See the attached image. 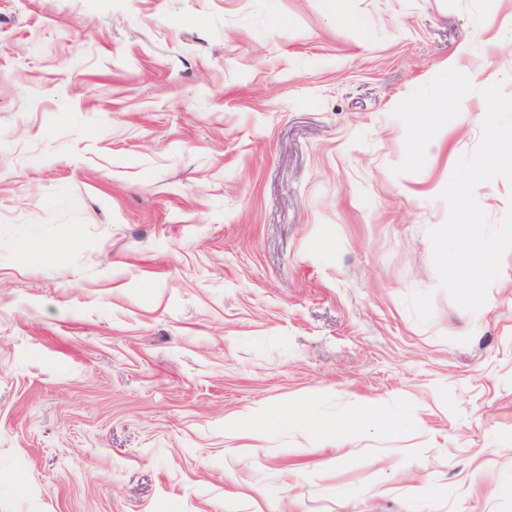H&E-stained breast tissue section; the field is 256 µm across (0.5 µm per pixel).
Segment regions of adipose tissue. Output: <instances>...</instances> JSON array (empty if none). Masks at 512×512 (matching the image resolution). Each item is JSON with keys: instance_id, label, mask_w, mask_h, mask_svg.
Masks as SVG:
<instances>
[{"instance_id": "ef3b65f1", "label": "adipose tissue", "mask_w": 512, "mask_h": 512, "mask_svg": "<svg viewBox=\"0 0 512 512\" xmlns=\"http://www.w3.org/2000/svg\"><path fill=\"white\" fill-rule=\"evenodd\" d=\"M389 419L382 406L375 402L356 405L341 420H330L306 414L303 426L315 441L331 443L344 448L353 437L373 427L388 425Z\"/></svg>"}]
</instances>
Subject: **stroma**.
Listing matches in <instances>:
<instances>
[{
    "instance_id": "stroma-1",
    "label": "stroma",
    "mask_w": 512,
    "mask_h": 512,
    "mask_svg": "<svg viewBox=\"0 0 512 512\" xmlns=\"http://www.w3.org/2000/svg\"><path fill=\"white\" fill-rule=\"evenodd\" d=\"M509 15L0 0V512H512V250L470 312L427 236L512 95ZM449 68L467 120L394 175L395 107ZM370 399L399 431L224 436ZM261 414V410L256 409L252 412L239 414L235 417L233 430L236 434H248L255 440H260V434L263 433L261 426L257 422V417Z\"/></svg>"
}]
</instances>
